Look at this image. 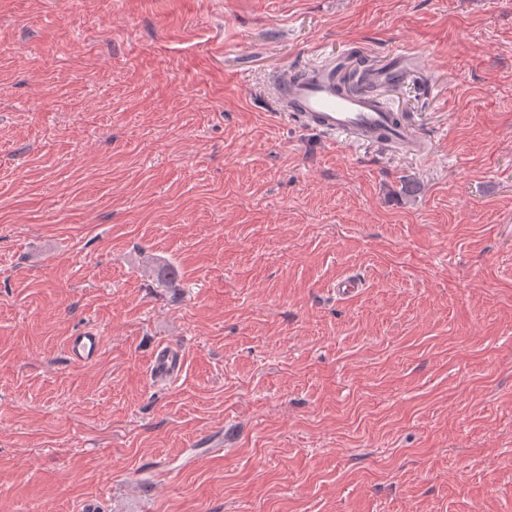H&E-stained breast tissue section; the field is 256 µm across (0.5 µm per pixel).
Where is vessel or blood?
I'll return each mask as SVG.
<instances>
[{"mask_svg": "<svg viewBox=\"0 0 512 512\" xmlns=\"http://www.w3.org/2000/svg\"><path fill=\"white\" fill-rule=\"evenodd\" d=\"M420 56L415 52H396L389 66L367 68L359 73L361 87L352 92L336 88L335 64L306 67L304 73L290 70L273 82L274 93L286 115L299 118L311 129L329 137L347 136L368 143H387L409 153L418 152L421 140L394 112L379 107L373 93L380 85H400L415 68ZM101 337L89 329L69 338L67 353L75 362H95L101 352ZM183 356L180 350L159 346L153 355L150 374L154 381L164 383L180 371Z\"/></svg>", "mask_w": 512, "mask_h": 512, "instance_id": "obj_1", "label": "vessel or blood"}]
</instances>
